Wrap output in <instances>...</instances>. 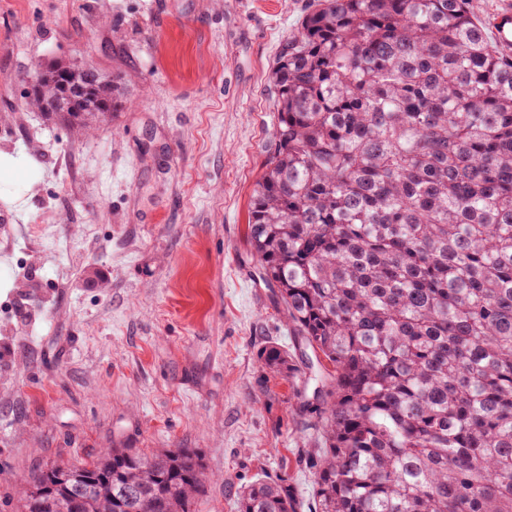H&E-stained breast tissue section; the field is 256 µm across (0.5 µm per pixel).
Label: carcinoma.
<instances>
[{
  "mask_svg": "<svg viewBox=\"0 0 512 512\" xmlns=\"http://www.w3.org/2000/svg\"><path fill=\"white\" fill-rule=\"evenodd\" d=\"M80 130L117 86L38 70ZM272 147L251 200L259 274L310 347L315 512H512V58L467 0H313L270 74ZM264 366L288 373V353ZM191 448H110L32 488L48 512H195ZM237 512H297L259 478Z\"/></svg>",
  "mask_w": 512,
  "mask_h": 512,
  "instance_id": "carcinoma-1",
  "label": "carcinoma"
}]
</instances>
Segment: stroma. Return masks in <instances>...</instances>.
I'll return each instance as SVG.
<instances>
[{
    "label": "stroma",
    "instance_id": "obj_1",
    "mask_svg": "<svg viewBox=\"0 0 512 512\" xmlns=\"http://www.w3.org/2000/svg\"><path fill=\"white\" fill-rule=\"evenodd\" d=\"M312 0H0V308L44 301L24 335L0 324V512L35 475L127 445L192 448L197 512H237L259 478L314 502L318 418L297 394L304 348L246 242L276 123L269 72ZM118 81L85 133L27 99L37 66ZM63 224L79 256L55 271L34 231ZM283 346L287 376L260 360Z\"/></svg>",
    "mask_w": 512,
    "mask_h": 512
}]
</instances>
